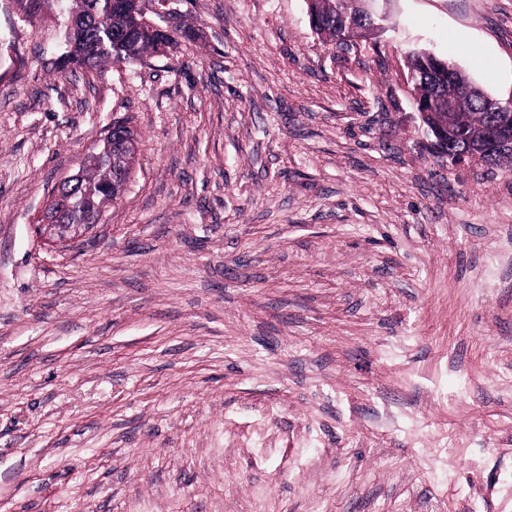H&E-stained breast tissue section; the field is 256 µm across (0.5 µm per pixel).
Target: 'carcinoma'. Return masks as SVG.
<instances>
[{
  "label": "carcinoma",
  "instance_id": "carcinoma-1",
  "mask_svg": "<svg viewBox=\"0 0 512 512\" xmlns=\"http://www.w3.org/2000/svg\"><path fill=\"white\" fill-rule=\"evenodd\" d=\"M69 24L65 30L68 62L93 68L107 63H133L157 52L163 39L177 43L175 33L146 23L136 0H64ZM307 8L319 21L318 33L338 40L340 29L351 20L364 21L368 27L375 15L369 12L368 0H307ZM424 53H413L407 61L412 75L411 94L418 100L433 96L436 79L424 73ZM450 78L464 87L457 104V118L449 134L453 146L483 136L494 124L503 120L489 110L480 91L469 88V80L454 65H448ZM133 133L126 123L112 124V145L98 156L89 158L83 168V188L76 192L70 210V222L85 224L101 214L107 205L121 198L127 179H118L125 165V136Z\"/></svg>",
  "mask_w": 512,
  "mask_h": 512
}]
</instances>
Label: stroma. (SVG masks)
<instances>
[{
	"label": "stroma",
	"instance_id": "35a3bbf8",
	"mask_svg": "<svg viewBox=\"0 0 512 512\" xmlns=\"http://www.w3.org/2000/svg\"><path fill=\"white\" fill-rule=\"evenodd\" d=\"M149 10L175 48L82 69L0 0V512H512V172L405 81L512 99V0H380L353 47L306 0ZM122 119L126 192L45 244Z\"/></svg>",
	"mask_w": 512,
	"mask_h": 512
}]
</instances>
